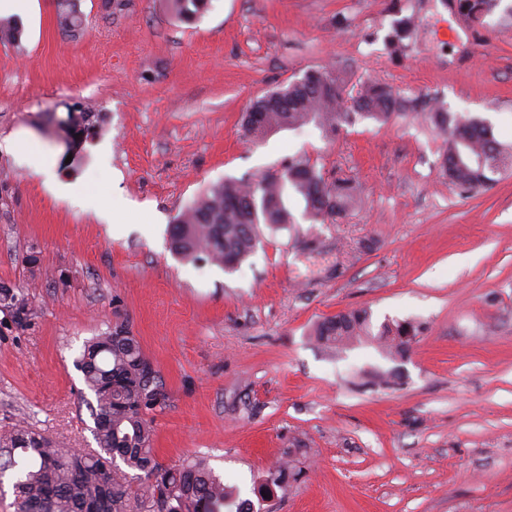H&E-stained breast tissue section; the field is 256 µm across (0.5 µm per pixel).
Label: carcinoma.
I'll return each instance as SVG.
<instances>
[{"label": "carcinoma", "instance_id": "1", "mask_svg": "<svg viewBox=\"0 0 512 512\" xmlns=\"http://www.w3.org/2000/svg\"><path fill=\"white\" fill-rule=\"evenodd\" d=\"M500 3L456 0V10L480 21ZM167 5L179 21L191 22L206 9L207 0H167ZM56 20L65 32L81 25L69 5L57 12ZM415 27V17H403L391 42H401ZM22 32L19 20L0 18L1 40L18 43ZM316 73L314 81L304 76L253 101L243 114V139L255 143L270 133L312 124L332 140L359 120L385 124L407 116L404 100L382 80L368 79L349 95L347 78L336 70L321 68ZM422 118L442 138L440 169L456 187L478 193L491 185L493 176L512 169V146L500 143L486 123L453 116L442 107L422 113ZM292 195L303 203V218L316 224L347 213L359 189L351 178L338 176L330 182L316 164L295 158L258 178L227 179L177 216L170 232L171 251L187 261L205 254L233 272L261 242L259 225L295 223L288 206ZM0 303L12 309L17 328L27 327L35 317L18 288L0 285ZM419 333V326L408 321L384 322L376 329L366 308L341 312L314 331L321 345L338 353L369 344L391 361L404 357L411 348L406 337ZM76 366L95 397L93 437L98 450L84 454L62 448L21 422L1 433L0 479L12 475L17 512H127L131 501L141 512H223L224 505L239 497L237 488L224 484L201 460L165 466L156 459L150 414L165 406L167 396L159 371L125 325L88 340ZM294 476L291 467L278 465L260 488L281 487Z\"/></svg>", "mask_w": 512, "mask_h": 512}]
</instances>
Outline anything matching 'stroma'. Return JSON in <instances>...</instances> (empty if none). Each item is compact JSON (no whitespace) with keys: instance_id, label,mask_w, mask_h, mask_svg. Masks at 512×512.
<instances>
[{"instance_id":"obj_1","label":"stroma","mask_w":512,"mask_h":512,"mask_svg":"<svg viewBox=\"0 0 512 512\" xmlns=\"http://www.w3.org/2000/svg\"><path fill=\"white\" fill-rule=\"evenodd\" d=\"M73 3L75 34L58 29L57 0H33L20 44L0 42V285L36 308L22 330L0 316V433L25 421L95 450L75 361L123 322L167 394L163 464L203 458L264 512H512V171L484 192L452 186L416 116L333 141L310 125L247 143L239 127L255 98L332 66L512 144V0L480 23L450 0H210L190 23L165 0ZM411 14L415 31L390 46ZM78 107L95 117L75 128ZM15 137L24 152L6 149ZM28 150L52 156V174ZM292 157L355 179L358 203L322 224L294 207L297 223L262 227L230 273L171 252L177 215L208 187ZM80 178L84 201L55 193ZM360 307L421 328L391 386L371 375L373 347L336 355L312 335ZM288 460L301 477L261 500L256 479Z\"/></svg>"}]
</instances>
